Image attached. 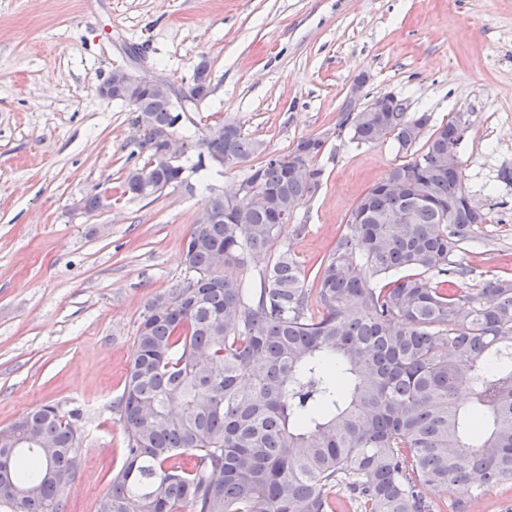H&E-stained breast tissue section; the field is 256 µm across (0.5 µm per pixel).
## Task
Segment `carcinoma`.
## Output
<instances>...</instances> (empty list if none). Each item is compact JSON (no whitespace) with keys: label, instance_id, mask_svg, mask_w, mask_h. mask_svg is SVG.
I'll return each instance as SVG.
<instances>
[{"label":"carcinoma","instance_id":"cac0c4a2","mask_svg":"<svg viewBox=\"0 0 512 512\" xmlns=\"http://www.w3.org/2000/svg\"><path fill=\"white\" fill-rule=\"evenodd\" d=\"M209 94L203 61L183 98L194 110ZM113 99L153 134H177L166 90ZM430 121L399 104L357 112L349 102L335 134L391 138L406 154ZM466 126L459 114L438 127L425 151L372 186L309 284L289 250L271 248L287 227L306 229L293 219L321 184L322 137L250 167L242 183L265 203L210 197L232 218L194 225L182 287L146 304L115 406L125 461L96 512H333L342 489L361 512H434L430 491L462 484L478 496L512 480V279L450 287L470 274L454 255L486 220L454 152ZM207 129L195 170L266 151L233 121ZM144 176L174 186L179 171L149 152L127 170L123 193L149 198ZM24 433L50 448L0 466V499L16 512H60L56 477L75 478L77 431L42 405L0 428V457ZM184 455L188 466L177 462Z\"/></svg>","mask_w":512,"mask_h":512}]
</instances>
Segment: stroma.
<instances>
[{
    "mask_svg": "<svg viewBox=\"0 0 512 512\" xmlns=\"http://www.w3.org/2000/svg\"><path fill=\"white\" fill-rule=\"evenodd\" d=\"M146 74L187 89L200 62L211 93L187 129L232 119L267 151L335 129L346 95L392 93L432 126L464 115L463 186L488 220L457 254L461 285L512 277V0H0V428L51 405L80 437L63 512H96L122 467L114 405L146 302L186 275L183 241L211 192L248 167L191 171L141 200L120 184L140 131L133 106L104 98L126 49ZM402 157L393 141L326 143L322 182L284 232L312 270L357 201ZM111 191L110 207L83 208ZM437 512H512V481L473 496L433 493Z\"/></svg>",
    "mask_w": 512,
    "mask_h": 512,
    "instance_id": "stroma-1",
    "label": "stroma"
}]
</instances>
